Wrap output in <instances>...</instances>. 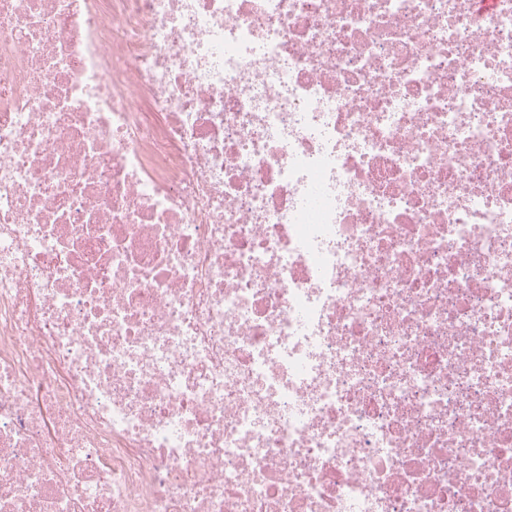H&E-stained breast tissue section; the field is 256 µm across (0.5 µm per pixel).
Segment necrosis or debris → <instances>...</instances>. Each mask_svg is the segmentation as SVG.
<instances>
[{
  "instance_id": "obj_1",
  "label": "necrosis or debris",
  "mask_w": 512,
  "mask_h": 512,
  "mask_svg": "<svg viewBox=\"0 0 512 512\" xmlns=\"http://www.w3.org/2000/svg\"><path fill=\"white\" fill-rule=\"evenodd\" d=\"M0 512H512V0H0Z\"/></svg>"
}]
</instances>
